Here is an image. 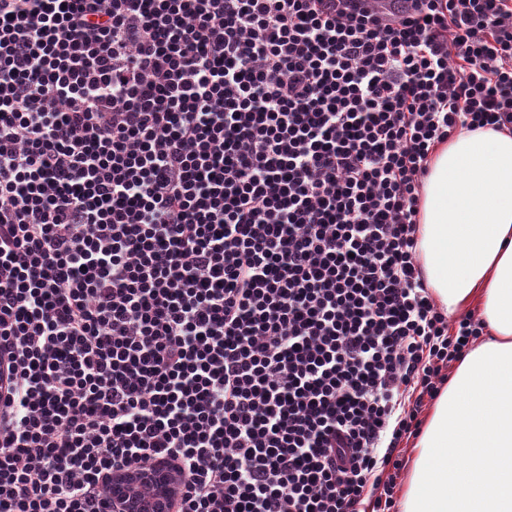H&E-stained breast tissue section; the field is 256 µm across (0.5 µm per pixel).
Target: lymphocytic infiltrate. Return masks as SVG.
I'll list each match as a JSON object with an SVG mask.
<instances>
[{"instance_id": "f902f5d3", "label": "lymphocytic infiltrate", "mask_w": 512, "mask_h": 512, "mask_svg": "<svg viewBox=\"0 0 512 512\" xmlns=\"http://www.w3.org/2000/svg\"><path fill=\"white\" fill-rule=\"evenodd\" d=\"M512 128V0H0V512H391L483 327L418 259L434 148ZM180 481L181 475L165 464L145 472L117 469L112 473V502L121 512H172Z\"/></svg>"}]
</instances>
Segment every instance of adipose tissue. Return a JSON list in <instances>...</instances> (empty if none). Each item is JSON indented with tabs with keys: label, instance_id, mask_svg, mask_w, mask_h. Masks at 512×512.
I'll use <instances>...</instances> for the list:
<instances>
[{
	"label": "adipose tissue",
	"instance_id": "ef3b65f1",
	"mask_svg": "<svg viewBox=\"0 0 512 512\" xmlns=\"http://www.w3.org/2000/svg\"><path fill=\"white\" fill-rule=\"evenodd\" d=\"M419 258L438 306L476 311L412 447L403 512H512V130L439 144L421 189Z\"/></svg>",
	"mask_w": 512,
	"mask_h": 512
}]
</instances>
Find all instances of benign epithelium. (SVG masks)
<instances>
[{"label": "benign epithelium", "instance_id": "7a95c632", "mask_svg": "<svg viewBox=\"0 0 512 512\" xmlns=\"http://www.w3.org/2000/svg\"><path fill=\"white\" fill-rule=\"evenodd\" d=\"M180 481L181 475L165 464L145 472L117 469L112 473V502L120 512H172Z\"/></svg>", "mask_w": 512, "mask_h": 512}]
</instances>
